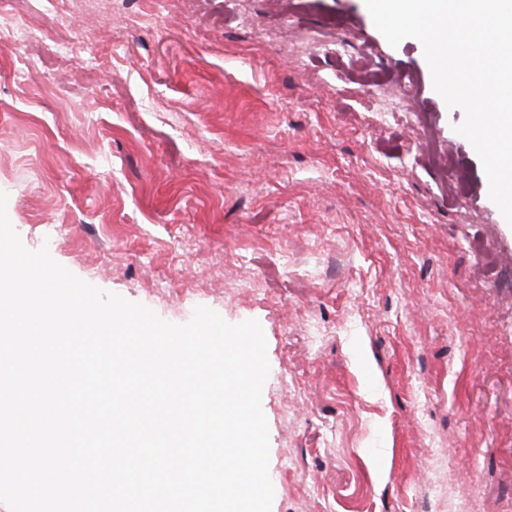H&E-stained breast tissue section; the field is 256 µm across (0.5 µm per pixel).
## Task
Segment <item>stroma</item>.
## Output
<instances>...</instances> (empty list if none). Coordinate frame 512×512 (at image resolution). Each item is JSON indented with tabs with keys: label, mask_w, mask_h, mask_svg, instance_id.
Wrapping results in <instances>:
<instances>
[{
	"label": "stroma",
	"mask_w": 512,
	"mask_h": 512,
	"mask_svg": "<svg viewBox=\"0 0 512 512\" xmlns=\"http://www.w3.org/2000/svg\"><path fill=\"white\" fill-rule=\"evenodd\" d=\"M364 0H0L23 245L257 320L271 512H512V225Z\"/></svg>",
	"instance_id": "35a3bbf8"
}]
</instances>
